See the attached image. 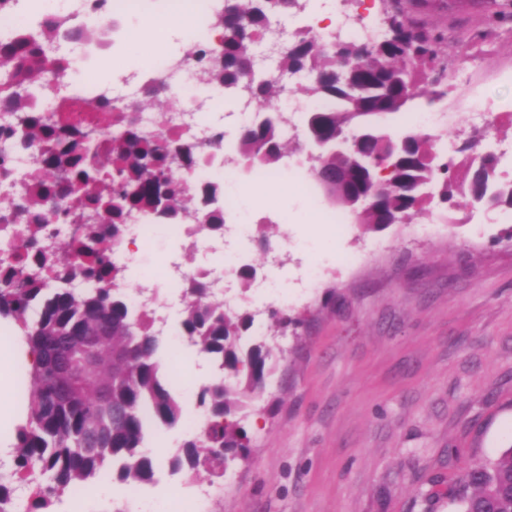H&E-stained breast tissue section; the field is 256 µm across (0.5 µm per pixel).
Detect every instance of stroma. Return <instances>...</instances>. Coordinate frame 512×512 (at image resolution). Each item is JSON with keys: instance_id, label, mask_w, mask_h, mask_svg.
I'll return each mask as SVG.
<instances>
[{"instance_id": "35a3bbf8", "label": "stroma", "mask_w": 512, "mask_h": 512, "mask_svg": "<svg viewBox=\"0 0 512 512\" xmlns=\"http://www.w3.org/2000/svg\"><path fill=\"white\" fill-rule=\"evenodd\" d=\"M411 19L442 30V59L454 69L470 50L482 61L469 86L447 82L432 109L439 134L472 138L466 102H495L492 136L512 140V32L492 22L480 0H403ZM148 35L131 39L117 19L111 43L92 46V71L147 67L150 47L166 48L171 32L158 0H147ZM290 162L279 180L238 173L224 193L265 227L244 254L258 275L266 258L287 255L319 265L308 291H288L297 332L265 326L274 371L244 422L247 460L223 477H172L167 457L189 437L196 394L215 373L196 353L163 337L158 360L177 371L172 383L184 407L173 428L150 427L146 445L157 483L142 493L114 487L90 493L78 512H145L178 496L193 512H459L453 489L473 463L512 447V211L459 197L454 209L429 203L413 223L375 232L310 222L312 213H340L311 176L306 146L286 143ZM433 225L432 238L420 225ZM187 267L203 264L186 237L158 234L132 280L168 254Z\"/></svg>"}]
</instances>
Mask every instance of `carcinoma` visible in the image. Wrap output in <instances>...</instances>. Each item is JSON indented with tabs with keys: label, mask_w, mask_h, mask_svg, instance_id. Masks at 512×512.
<instances>
[{
	"label": "carcinoma",
	"mask_w": 512,
	"mask_h": 512,
	"mask_svg": "<svg viewBox=\"0 0 512 512\" xmlns=\"http://www.w3.org/2000/svg\"><path fill=\"white\" fill-rule=\"evenodd\" d=\"M295 2L224 0V9L211 16L218 39L195 43L185 57L203 74L205 84L255 104L260 115L240 127L233 147L236 156L252 160L255 168L278 163L285 142L281 110L272 106L284 89L254 69L253 46L270 18L294 13ZM487 10L512 23V0H487ZM384 28L380 40L343 42L338 55L301 27L282 50L283 70L311 75L298 92L330 104L320 110L317 121L322 137H349L357 118L401 111L409 104V85L439 96L427 86L440 85L439 74L446 72L441 66L442 31L414 24L398 6L387 15ZM71 29V24L50 15L37 34L0 41V58L10 64L0 78V112L16 117V124L4 127L0 135L24 150L48 148L37 162L34 190L7 203L13 220L64 223L80 191L91 220L75 249L63 256L55 253L53 278L30 274V267L48 261L41 249L21 256L0 278V317L12 321L38 355L22 394L27 418L15 430L11 465L0 466V512H17V484L30 490L27 512H51L55 500L77 489L89 492L105 477L128 487L154 480V460L143 450L144 410H150L153 423L170 428L182 418L183 408L156 358L160 334L154 320L146 309L136 311L129 305L126 289L119 286L127 280L126 269L107 261V240H119L134 213L147 224H182L200 212L207 231L224 233V182L200 177L189 189L179 177L212 166L226 147L224 132L215 134L206 152L188 131L162 130L149 137L141 128L144 100L160 96L163 81L148 84L142 98L132 103L98 97L102 128L113 125L119 133L96 168L80 152L84 132L65 116L53 120L40 113V79L63 68L61 61L45 55L43 41ZM408 57L413 59L410 69L403 66ZM438 142L436 136L413 133L403 143L379 129L357 143V149L387 159L374 176L387 185L382 207L388 214L410 222L431 188L450 207L456 196L468 195L491 207L512 209V181L498 179V155H466L457 162L444 155ZM311 174L318 184L338 176L355 186L362 183L352 149L313 159ZM180 289V336L214 359L224 379L200 389L196 405L203 425L170 458V466L220 478L228 464L249 455V439L238 416L265 387L274 369L272 355L262 344L241 348L253 316L224 307L212 294L205 272L186 274ZM270 318L283 333L301 326L299 318L278 308L270 310ZM100 327L104 334L97 336ZM56 345L71 361L74 390L64 400L55 396ZM456 500L461 512H512V448L494 462L471 465L457 483Z\"/></svg>",
	"instance_id": "carcinoma-1"
}]
</instances>
